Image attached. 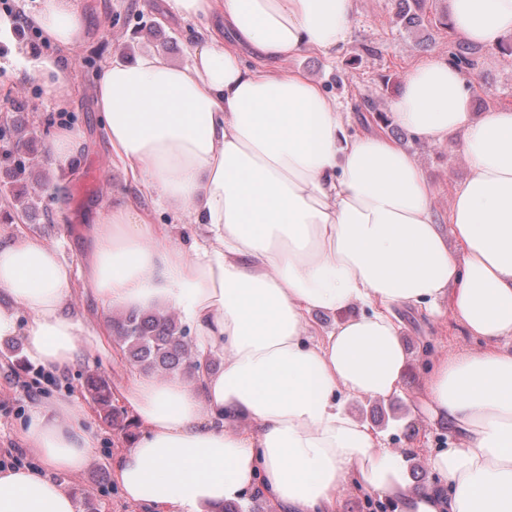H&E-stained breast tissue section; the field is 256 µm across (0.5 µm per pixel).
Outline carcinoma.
Here are the masks:
<instances>
[{
  "instance_id": "cac0c4a2",
  "label": "carcinoma",
  "mask_w": 512,
  "mask_h": 512,
  "mask_svg": "<svg viewBox=\"0 0 512 512\" xmlns=\"http://www.w3.org/2000/svg\"><path fill=\"white\" fill-rule=\"evenodd\" d=\"M425 17L420 8L396 12L397 20L407 28L421 25ZM448 54L452 63L466 73L478 67V49L473 44L452 41L448 44ZM2 141L5 148L0 150V168L10 193L3 219L34 224L44 213L41 195L56 198L61 192L46 168L45 137L29 123L27 113L13 112L8 136H0ZM109 325L124 355L143 371L196 377V354L190 349L187 328L180 325L173 310L125 309L110 317ZM88 392L105 417L114 420L120 417V412L112 407L104 382L89 384Z\"/></svg>"
}]
</instances>
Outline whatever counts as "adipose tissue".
<instances>
[{
  "mask_svg": "<svg viewBox=\"0 0 512 512\" xmlns=\"http://www.w3.org/2000/svg\"><path fill=\"white\" fill-rule=\"evenodd\" d=\"M168 4L220 20L271 64L249 67L213 27L184 65L150 51L108 62L97 81L127 185H150L174 219L206 231L186 253L121 195L87 234L86 291L110 307L176 310L201 353L195 379L126 382L140 431L113 464L125 499L147 512H219L259 488L280 512H338L356 490L392 512H512V107L472 112L468 74L440 57L414 66L391 101L393 123L433 145L454 141L467 163L443 228L414 156L384 135L351 134L349 113L283 66L306 50L336 53L355 0ZM448 19L494 48L512 35V0H450ZM35 22L73 47L87 17L80 0H40ZM72 279L46 240L0 241V336L24 309L28 356L59 373L103 336L79 332ZM399 305L451 314L484 341L437 357L423 383L421 411L454 440L427 457L440 481L419 490L404 454L347 408L402 397ZM317 312L336 323L319 330ZM23 440L44 468L0 469V512H76L52 478L90 459L75 402L39 407Z\"/></svg>",
  "mask_w": 512,
  "mask_h": 512,
  "instance_id": "obj_1",
  "label": "adipose tissue"
}]
</instances>
